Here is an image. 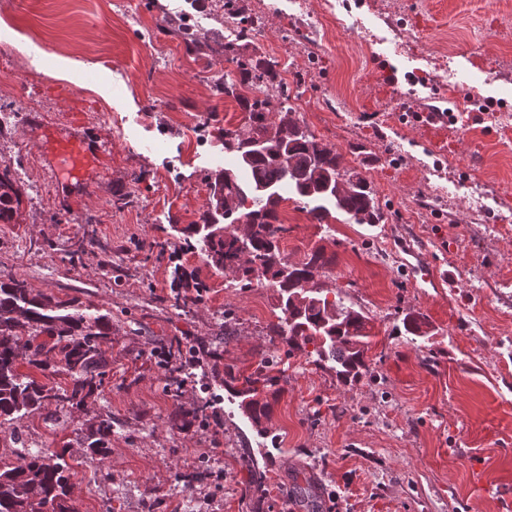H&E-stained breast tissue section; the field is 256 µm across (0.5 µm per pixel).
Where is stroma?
I'll list each match as a JSON object with an SVG mask.
<instances>
[{
  "label": "stroma",
  "mask_w": 512,
  "mask_h": 512,
  "mask_svg": "<svg viewBox=\"0 0 512 512\" xmlns=\"http://www.w3.org/2000/svg\"><path fill=\"white\" fill-rule=\"evenodd\" d=\"M214 2L0 0V113L16 116L0 128V169L20 193L0 223V275L79 299L111 327L94 395L0 426V459L21 443L67 447L77 512H512V0H243L261 18L248 52L301 76V120L382 207L378 224L324 225L280 205L283 255L335 254L326 285L369 318L374 377L352 385L285 357L276 290L234 286L179 232L203 211L206 174L232 164L220 129L244 118L215 87L235 65L164 30L184 14L212 39ZM310 14L325 15L321 33L294 39ZM60 58L85 64L81 83L52 77ZM432 109L455 124L414 120ZM73 127L102 151L80 182L59 157ZM475 176L487 207L466 187ZM91 235L98 247L72 261ZM178 262L209 286L184 310L169 302ZM410 311L426 336L398 333ZM272 355L282 392L259 429L224 372ZM202 404L185 426L179 409ZM107 417L108 455H86Z\"/></svg>",
  "instance_id": "1"
}]
</instances>
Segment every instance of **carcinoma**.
<instances>
[{
  "instance_id": "carcinoma-1",
  "label": "carcinoma",
  "mask_w": 512,
  "mask_h": 512,
  "mask_svg": "<svg viewBox=\"0 0 512 512\" xmlns=\"http://www.w3.org/2000/svg\"><path fill=\"white\" fill-rule=\"evenodd\" d=\"M221 16L238 21V34L226 41L217 34L211 44L200 41L186 17L167 20L168 29L187 50L201 52L216 44L224 60L236 64L231 95L245 112L242 127L220 132L224 152L236 158L237 168L207 174L209 195L200 223L187 225L184 232L198 237L212 266L231 274L240 287L266 282L277 289L281 316L272 330L288 344V355L311 344L314 365L333 371L344 385L358 383L371 374L369 317L340 298L328 300L315 281L336 264L335 254L320 246L298 262L282 255L280 240L288 228L280 222L279 207L286 192L296 196L300 209L318 224L329 223L337 214L356 224H378L383 220L381 206L371 183L361 175L348 193L331 194V178L353 171L342 165L335 148L308 130L294 107L271 111L272 99H289L279 62L241 53L253 38L258 18L244 15L238 0H223ZM18 208V189L5 169L0 172V223H12ZM185 277L182 265L173 268L170 301L176 308L201 303L209 290L199 280L191 289L183 286ZM425 324L422 314H405L404 335H425ZM108 336L105 316L90 314L78 299L55 300L33 293L23 278H0V425H13L53 401L82 405L105 376L108 359L103 344ZM54 358L70 377L68 389L20 371L25 363L44 372ZM280 362L273 355L246 376L225 372L230 382L240 384L241 408L257 424L268 413L266 397L281 391ZM88 439L86 454L106 456L112 419L100 420ZM66 453L65 448H36L15 463H0V512H29L35 504L51 512H73V467Z\"/></svg>"
}]
</instances>
